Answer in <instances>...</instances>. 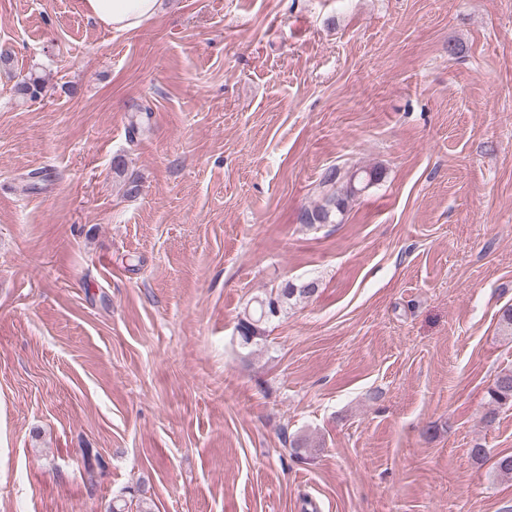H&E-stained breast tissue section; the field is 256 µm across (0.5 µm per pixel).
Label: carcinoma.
I'll return each instance as SVG.
<instances>
[{"label": "carcinoma", "mask_w": 512, "mask_h": 512, "mask_svg": "<svg viewBox=\"0 0 512 512\" xmlns=\"http://www.w3.org/2000/svg\"><path fill=\"white\" fill-rule=\"evenodd\" d=\"M43 85L38 77H29L18 82L15 86L16 94L24 101L37 100L42 92ZM383 177L380 168L345 170L333 167L326 170L316 189L321 196V205L312 211L304 212L302 220L306 224H333L336 214L345 210L346 201L379 182ZM317 291L315 282L296 285L286 283L285 287L276 291V294L256 296L253 306L244 310L238 319L236 331L240 344L248 347L262 339L265 333L264 325L272 320V302L282 305L294 295H311ZM490 404L494 407L512 404V370L502 371L497 376L494 385L489 389ZM109 512H152L151 505L144 499L135 501L117 499L112 501Z\"/></svg>", "instance_id": "1"}]
</instances>
